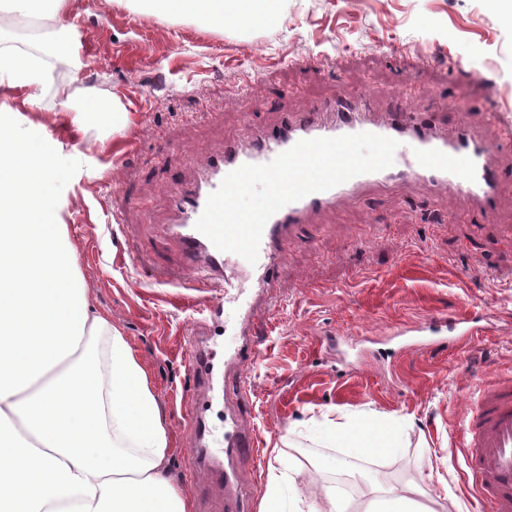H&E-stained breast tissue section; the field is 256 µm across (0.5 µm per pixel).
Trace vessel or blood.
I'll return each mask as SVG.
<instances>
[{
	"instance_id": "b4317fda",
	"label": "vessel or blood",
	"mask_w": 512,
	"mask_h": 512,
	"mask_svg": "<svg viewBox=\"0 0 512 512\" xmlns=\"http://www.w3.org/2000/svg\"><path fill=\"white\" fill-rule=\"evenodd\" d=\"M368 111L365 88L343 87L327 105L301 115H285L277 127L250 134L243 142L225 144L223 150L210 155L194 182L177 183L168 190L165 206L169 220L164 232L177 239L183 257L181 269L169 275V282L190 279L204 283L222 293L225 302L235 304L239 312L230 329L241 336L242 342L233 352L218 355L209 337L198 333L186 339V363L193 380L187 393L186 418L190 468L203 474L205 485L222 490L225 512H245L234 460L249 440L242 427V414L229 410L224 414L223 445L214 447L206 412L219 391L247 399V369L261 353L256 333L259 325L273 316L278 253L297 234L308 213L354 198L368 187L392 188L417 180L431 190L447 192L449 197L467 199L481 213L488 214L494 211L506 179L494 160L495 145L473 130H445L431 116L405 109L379 121L371 119ZM358 133L397 140L393 164L310 193L272 215L264 226L253 265L255 287L249 294L239 293L231 253L218 250L195 228L208 196L231 171L246 164L269 163L300 140ZM426 329L433 334L446 329L462 338L478 333L477 327L462 318L437 317L429 320ZM464 432L463 455L480 499L489 504L491 512H512V381L481 395L464 422Z\"/></svg>"
}]
</instances>
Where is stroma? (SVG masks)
<instances>
[{
    "label": "stroma",
    "instance_id": "stroma-1",
    "mask_svg": "<svg viewBox=\"0 0 512 512\" xmlns=\"http://www.w3.org/2000/svg\"><path fill=\"white\" fill-rule=\"evenodd\" d=\"M88 65L57 67L38 91L46 136L61 143L62 219L93 307L112 318L146 366L169 433L172 478L193 512H224L219 490L190 475L182 393L183 338L203 319L208 288L161 283L181 265L162 238L158 199L194 179L207 157L245 130L366 86L376 117L408 106L449 127L512 122V20L494 0H286L274 28L170 20L124 0H71ZM309 57L313 66L302 65ZM257 75V97L239 87ZM119 98L125 126L70 127L67 95ZM512 182L493 215L433 198L421 184L379 190L313 215L281 258V307L261 328L243 403L251 446L236 461L250 512H259L272 450L289 438L318 469L285 498L331 485L318 440L324 416L373 414L398 434L391 454L364 460L382 480L413 478L475 512L463 424L488 386L512 379ZM471 317L468 340L418 328L429 317ZM440 480H429L430 472Z\"/></svg>",
    "mask_w": 512,
    "mask_h": 512
}]
</instances>
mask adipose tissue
Listing matches in <instances>:
<instances>
[{"instance_id":"obj_1","label":"adipose tissue","mask_w":512,"mask_h":512,"mask_svg":"<svg viewBox=\"0 0 512 512\" xmlns=\"http://www.w3.org/2000/svg\"><path fill=\"white\" fill-rule=\"evenodd\" d=\"M168 19L276 25L282 0H128ZM37 57L0 38V87L34 89ZM61 146L20 109L0 105V512H192L168 475V430L149 373L96 311L55 195ZM336 467L366 490L362 512H448L421 484L365 477L393 430L326 419Z\"/></svg>"}]
</instances>
